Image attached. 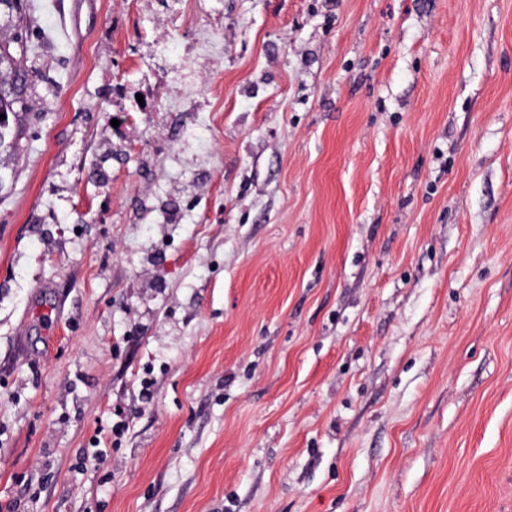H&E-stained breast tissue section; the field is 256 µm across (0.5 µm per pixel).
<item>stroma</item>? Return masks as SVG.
<instances>
[{"label": "stroma", "instance_id": "35a3bbf8", "mask_svg": "<svg viewBox=\"0 0 512 512\" xmlns=\"http://www.w3.org/2000/svg\"><path fill=\"white\" fill-rule=\"evenodd\" d=\"M28 2L0 512H512V0Z\"/></svg>", "mask_w": 512, "mask_h": 512}]
</instances>
